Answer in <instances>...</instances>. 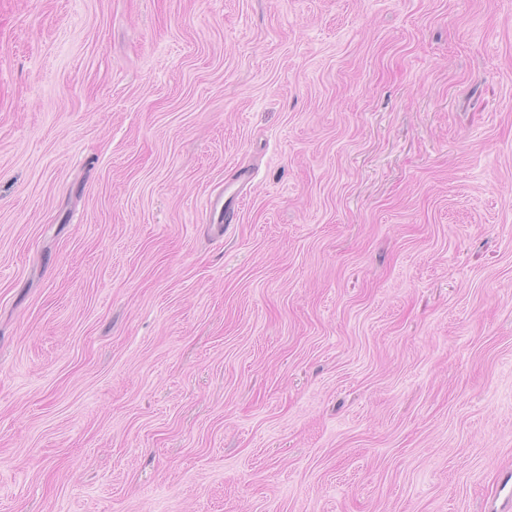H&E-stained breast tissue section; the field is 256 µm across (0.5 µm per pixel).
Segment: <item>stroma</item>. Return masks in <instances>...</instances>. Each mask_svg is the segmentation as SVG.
<instances>
[{
	"label": "stroma",
	"instance_id": "1",
	"mask_svg": "<svg viewBox=\"0 0 512 512\" xmlns=\"http://www.w3.org/2000/svg\"><path fill=\"white\" fill-rule=\"evenodd\" d=\"M493 507L512 0H0V512Z\"/></svg>",
	"mask_w": 512,
	"mask_h": 512
}]
</instances>
